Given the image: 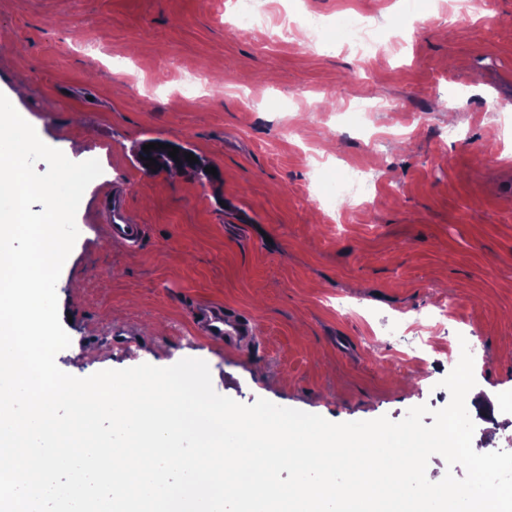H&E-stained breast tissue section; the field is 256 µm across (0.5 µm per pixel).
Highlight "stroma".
<instances>
[{"mask_svg":"<svg viewBox=\"0 0 512 512\" xmlns=\"http://www.w3.org/2000/svg\"><path fill=\"white\" fill-rule=\"evenodd\" d=\"M267 6L316 17L318 40L273 23L241 35L236 0H0V93L21 90L13 106L45 144L102 167L56 287L72 317L57 366L86 377L197 358L245 405L399 421L449 403L448 344L473 331V443L512 452V195L497 191L512 176V0L451 16L440 0ZM360 11L378 31L366 56L348 40ZM191 72L205 86L188 95ZM362 99L377 110L354 129ZM151 138L215 174L144 169ZM351 165L375 172L378 195L326 207L317 172ZM117 191L145 227L134 251L99 217ZM441 300L455 314L438 353L405 369L381 320ZM200 302L248 314L254 342L201 335Z\"/></svg>","mask_w":512,"mask_h":512,"instance_id":"obj_1","label":"stroma"}]
</instances>
